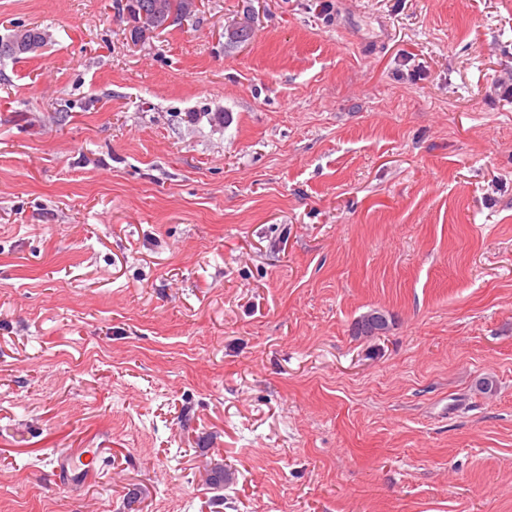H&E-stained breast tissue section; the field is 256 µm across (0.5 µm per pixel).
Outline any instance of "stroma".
I'll use <instances>...</instances> for the list:
<instances>
[{
    "label": "stroma",
    "instance_id": "1",
    "mask_svg": "<svg viewBox=\"0 0 512 512\" xmlns=\"http://www.w3.org/2000/svg\"><path fill=\"white\" fill-rule=\"evenodd\" d=\"M124 2L0 0V512H512V0ZM126 19L129 21V30L131 39H138L147 29L154 27L155 22L145 14L132 12L130 7L136 10H145L148 13L156 12L159 15V25L178 22L186 17H190L195 11L196 4L194 0H127ZM169 18V19H168ZM168 20V21H167ZM167 21V22H166ZM23 32L22 42H18L16 32ZM45 35L37 28H22L12 32L5 40L0 39V58L19 59L20 55L37 52L44 46ZM89 448H72L58 460V468L66 478L85 481L97 471L93 465L94 456Z\"/></svg>",
    "mask_w": 512,
    "mask_h": 512
}]
</instances>
